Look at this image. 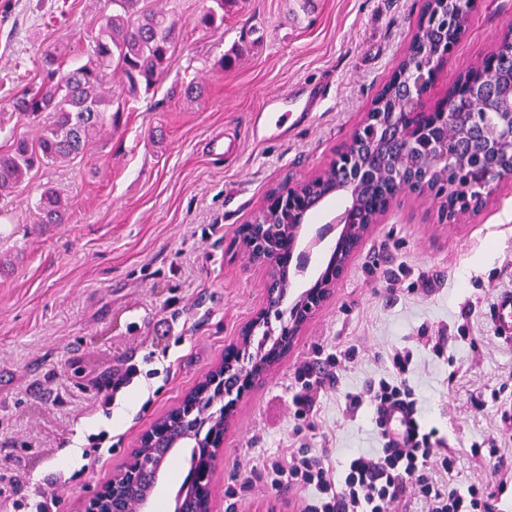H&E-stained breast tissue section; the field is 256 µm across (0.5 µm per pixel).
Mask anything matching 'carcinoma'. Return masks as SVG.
<instances>
[{
  "mask_svg": "<svg viewBox=\"0 0 512 512\" xmlns=\"http://www.w3.org/2000/svg\"><path fill=\"white\" fill-rule=\"evenodd\" d=\"M109 2L112 12L104 16L98 35L84 52L85 62L76 68L68 67L67 47L62 43L48 50L43 58L41 84L16 97L12 112L0 113L1 132L13 115L34 122L45 112L54 114L52 123L42 127L35 139L17 137L7 150L0 152V194L14 192L40 166L84 153L101 132L120 122L121 112L134 111L140 88L149 91L159 83L172 56L178 22L169 12L155 8V0ZM430 37L428 30L417 28L401 69L422 59L420 47ZM114 71L125 78V100L117 105L104 92L106 80ZM485 85L506 91L512 86V73L499 62L487 59L473 71L463 88ZM393 174L388 153H379L377 180L356 197L366 213H372L382 203L381 195L393 188ZM334 180L333 173L324 171L304 190L318 196ZM67 210L68 201L47 187L36 205L37 223L62 224ZM287 346L286 324H281L275 337L269 321L260 322L252 335L241 340L240 349L248 356L250 367L240 372V378L245 380L266 370L271 358ZM219 388L210 380L200 382L198 391L186 398L175 414L156 422V426L165 428V435L136 449L116 479L117 495L125 499L127 506L152 496L156 487L154 483L143 486L135 480L138 469L147 464L155 468L176 450L188 448V469L174 497V512H202L208 508L206 485L190 479V475L203 458L220 452L227 404Z\"/></svg>",
  "mask_w": 512,
  "mask_h": 512,
  "instance_id": "1",
  "label": "carcinoma"
}]
</instances>
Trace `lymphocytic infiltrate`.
<instances>
[{"mask_svg":"<svg viewBox=\"0 0 512 512\" xmlns=\"http://www.w3.org/2000/svg\"><path fill=\"white\" fill-rule=\"evenodd\" d=\"M411 361L410 354L394 352V377L380 379L365 394H353L348 399V413H355L364 405L372 408L382 448L352 451L338 478L332 475L326 449H294L288 461L271 462V488L302 489L300 512H408L417 500L424 503L426 512H496L495 492L483 493L475 487L463 492L432 480L430 472L434 469L452 474L456 459L438 429L420 420V398L406 378ZM393 407L403 408L417 419L415 431L402 445L390 437L384 420L386 411ZM20 483L14 466L0 469V504H12L15 512H55V496L16 498Z\"/></svg>","mask_w":512,"mask_h":512,"instance_id":"lymphocytic-infiltrate-1","label":"lymphocytic infiltrate"}]
</instances>
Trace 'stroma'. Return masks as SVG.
Returning <instances> with one entry per match:
<instances>
[{
  "label": "stroma",
  "instance_id": "1",
  "mask_svg": "<svg viewBox=\"0 0 512 512\" xmlns=\"http://www.w3.org/2000/svg\"><path fill=\"white\" fill-rule=\"evenodd\" d=\"M473 2L427 104L512 27V0ZM159 3L179 20L161 82L118 130L0 197V252L14 258L0 274V460L24 470L22 494L57 492L58 512H85L141 433L222 359L262 306L265 271L230 254V242L271 188L329 164L391 77L421 11V0H311L305 8L235 0L223 25L208 27L200 18L212 0ZM103 4L0 0V112L40 84L47 49L69 44V64L78 65ZM238 45L245 55L219 66ZM192 81L204 93L188 104L182 89ZM301 88L326 93L313 121L252 142L248 123L265 98ZM215 139L223 152H209ZM48 186L69 198L67 223L35 224ZM502 288L512 289V180L453 224L428 201L399 197L285 358L239 401L212 476L211 512H299L301 490L266 487L268 462L312 446L329 449L338 467L351 449L379 447L372 409L347 418L345 399L391 375L396 350L412 353L408 378L425 417L460 458L453 483L495 484L512 473V436L499 434L497 412L512 401V349L488 319ZM437 336L439 353L423 344ZM348 347L350 367L327 384L309 422L296 420L295 371L326 372L325 357ZM131 364L139 376L110 407L96 408L114 373ZM102 431L111 456H84L88 435ZM494 434L497 459L474 458L472 444ZM246 479L250 494L226 495Z\"/></svg>",
  "mask_w": 512,
  "mask_h": 512
}]
</instances>
